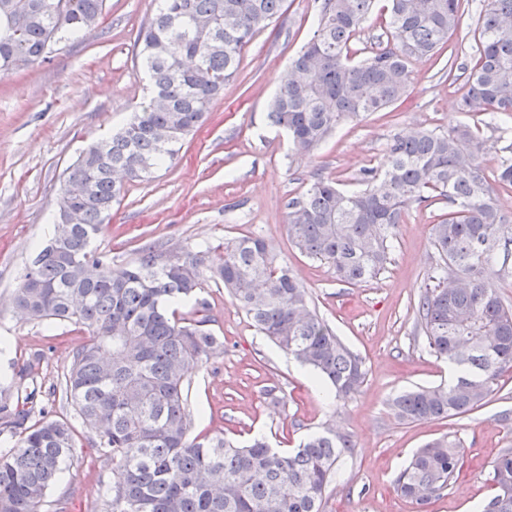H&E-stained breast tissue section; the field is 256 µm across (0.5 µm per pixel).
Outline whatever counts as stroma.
<instances>
[{
	"label": "stroma",
	"instance_id": "35a3bbf8",
	"mask_svg": "<svg viewBox=\"0 0 512 512\" xmlns=\"http://www.w3.org/2000/svg\"><path fill=\"white\" fill-rule=\"evenodd\" d=\"M318 8L317 0H284L278 20L242 49L237 77L173 163L150 182L126 184L93 248L126 266L147 245L206 247L215 260L224 240L262 237L308 288L319 316L361 358L366 378L348 400L329 396L309 368L258 332L224 288L212 285L202 297L223 349L189 377L192 435L241 444L260 432L273 447L288 449L332 426L351 435L353 449L337 464L324 512H475L496 493L492 461L512 448V423L498 419L512 413V370L499 377L487 404L449 421L406 424L389 407L401 392L451 380V366L430 351L415 313L435 263L432 223L447 204L410 207L387 268L360 285L337 281L328 263L300 254L286 229L289 200L319 175L359 188L365 169L384 167L394 133L466 123L512 144V126L497 132L487 116L460 112L466 80L448 79L450 54L476 61L475 4L459 2L465 33L449 35L434 56L412 60L405 101L343 121L314 154L298 156L270 123L268 104L289 60L312 37ZM152 11L153 0H106L91 36L63 45L50 62L0 76V380L12 381L34 364L35 407L69 420L74 410L58 387L88 331L28 320L13 300L23 270L51 234L66 168L89 143L126 124L146 93L137 37ZM447 433L462 441L464 465L445 490L418 506L397 492L396 477L417 449ZM74 434L77 452L41 512L106 510L105 488L118 470L94 434L79 425Z\"/></svg>",
	"mask_w": 512,
	"mask_h": 512
}]
</instances>
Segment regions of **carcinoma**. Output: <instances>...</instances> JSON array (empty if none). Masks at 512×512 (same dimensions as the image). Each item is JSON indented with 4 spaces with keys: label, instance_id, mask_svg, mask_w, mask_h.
<instances>
[{
    "label": "carcinoma",
    "instance_id": "cac0c4a2",
    "mask_svg": "<svg viewBox=\"0 0 512 512\" xmlns=\"http://www.w3.org/2000/svg\"><path fill=\"white\" fill-rule=\"evenodd\" d=\"M376 0H321L316 30L290 61L268 117L299 154L315 151L343 121L383 111L411 88L409 62L432 56L460 28L459 0H386L390 43L353 61L351 42ZM105 0H0V75L49 59L60 43L98 28ZM283 0H155L140 29L138 65L149 94L119 132L89 144L66 169L53 237L27 266L14 302L31 319L89 330L64 376L63 395L98 437L122 476L106 488L109 512H323L335 467L351 435L333 427L291 451L256 437L235 447L224 437H190L187 378L219 346L201 318H178L175 306L208 283L223 286L254 327L330 383L340 400L363 384L362 360L312 306L308 288L275 264L253 235L210 250L151 246L117 268L91 249L122 185L116 174L149 182L176 146L207 118L235 76L242 49L281 15ZM478 57L467 72L461 110L512 121V0H479ZM496 150L471 126L394 134L384 170L364 172L365 188L343 190L314 180L288 204V239L331 265L346 284L376 279L409 207L439 196L448 213L432 224L438 263L418 304L428 347L459 371L448 386L392 399L403 422L449 420L485 404L512 368V304L497 282L512 262L498 250L507 217L483 167ZM494 180L512 187V156ZM34 365L0 386V512H41L47 491L74 458L73 427L42 412L28 424ZM444 436L419 449L399 472L397 491L419 506L445 490L464 458ZM497 493L481 512H512V450L491 465Z\"/></svg>",
    "mask_w": 512,
    "mask_h": 512
}]
</instances>
